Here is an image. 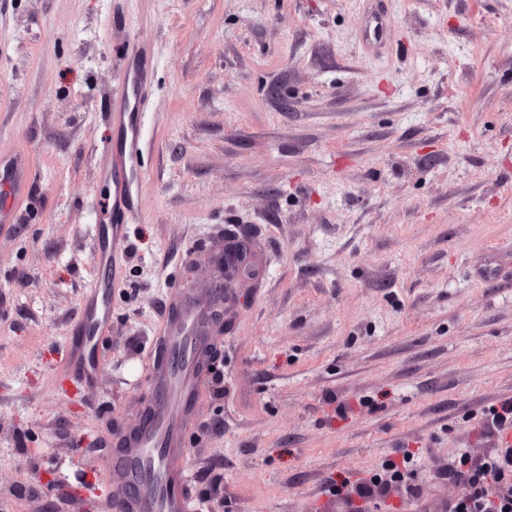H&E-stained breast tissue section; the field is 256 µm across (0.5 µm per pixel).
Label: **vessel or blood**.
I'll use <instances>...</instances> for the list:
<instances>
[{"instance_id": "vessel-or-blood-1", "label": "vessel or blood", "mask_w": 512, "mask_h": 512, "mask_svg": "<svg viewBox=\"0 0 512 512\" xmlns=\"http://www.w3.org/2000/svg\"><path fill=\"white\" fill-rule=\"evenodd\" d=\"M368 18L365 38L372 44L383 46L389 41L391 20L386 0H360ZM149 66L146 56L132 51L126 87L112 102V124L123 140L121 149L105 152L100 159V171L112 186L109 206L114 223L100 229L101 247L95 258L99 267L111 265L113 253L123 234V226L136 210L129 170L139 150V129L133 113L142 104V91L148 81ZM201 310L185 307L177 322L163 323L159 344H179L194 335L200 321ZM112 311L103 301L100 291L88 293L80 319L81 338L68 351V361L79 369L85 380H93L98 372L95 349L101 336L109 333ZM186 421L185 413L174 412L170 401L155 406L150 418L139 425L137 436L127 439L118 461L109 464L110 481L125 483L132 465L142 463L151 467L154 480L140 488L137 496L116 503V512H202V501L188 491L193 481L190 470L175 465L180 453L181 433Z\"/></svg>"}]
</instances>
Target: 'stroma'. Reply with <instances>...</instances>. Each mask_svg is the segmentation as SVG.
Returning <instances> with one entry per match:
<instances>
[{
    "instance_id": "stroma-1",
    "label": "stroma",
    "mask_w": 512,
    "mask_h": 512,
    "mask_svg": "<svg viewBox=\"0 0 512 512\" xmlns=\"http://www.w3.org/2000/svg\"><path fill=\"white\" fill-rule=\"evenodd\" d=\"M397 57L365 55L357 0H0V512H112L104 462L152 385L159 322L206 298L200 252L242 224L260 283L228 317L183 437L208 512H345L328 480L413 451L447 512L484 412L512 397V0H390ZM151 94L140 214L98 271L124 47ZM277 86L291 108L267 94ZM111 286L96 382L66 361Z\"/></svg>"
}]
</instances>
